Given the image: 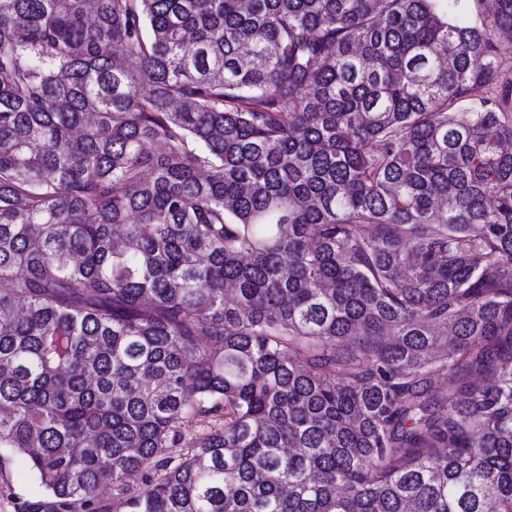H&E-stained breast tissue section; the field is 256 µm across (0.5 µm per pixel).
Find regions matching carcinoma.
I'll use <instances>...</instances> for the list:
<instances>
[{"label": "carcinoma", "mask_w": 512, "mask_h": 512, "mask_svg": "<svg viewBox=\"0 0 512 512\" xmlns=\"http://www.w3.org/2000/svg\"><path fill=\"white\" fill-rule=\"evenodd\" d=\"M458 2L0 0L17 512H512V0Z\"/></svg>", "instance_id": "1"}]
</instances>
